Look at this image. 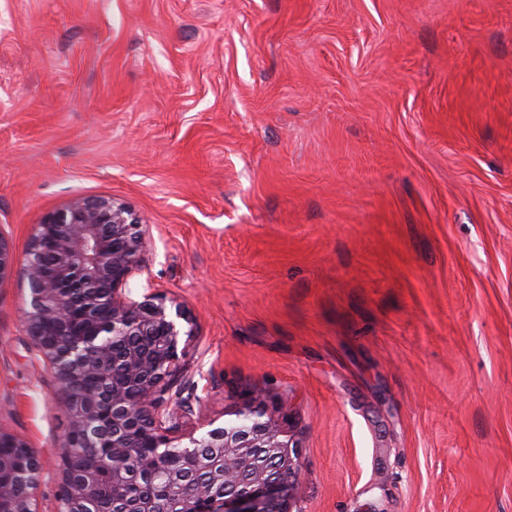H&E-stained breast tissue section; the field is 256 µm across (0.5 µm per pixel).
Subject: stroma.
Wrapping results in <instances>:
<instances>
[{
	"label": "stroma",
	"instance_id": "1",
	"mask_svg": "<svg viewBox=\"0 0 512 512\" xmlns=\"http://www.w3.org/2000/svg\"><path fill=\"white\" fill-rule=\"evenodd\" d=\"M154 242L192 411L249 395L297 512H512V0H0V237L79 196ZM0 279V427L64 418Z\"/></svg>",
	"mask_w": 512,
	"mask_h": 512
}]
</instances>
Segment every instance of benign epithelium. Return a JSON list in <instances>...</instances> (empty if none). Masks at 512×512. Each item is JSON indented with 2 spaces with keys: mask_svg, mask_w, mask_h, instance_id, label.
I'll return each instance as SVG.
<instances>
[{
  "mask_svg": "<svg viewBox=\"0 0 512 512\" xmlns=\"http://www.w3.org/2000/svg\"><path fill=\"white\" fill-rule=\"evenodd\" d=\"M112 196L78 197L43 216L21 274L24 322L59 385L67 419L58 512H292L298 446L255 405L188 442L183 361L193 329L181 304L129 279L152 240ZM44 469L0 428V512H38Z\"/></svg>",
  "mask_w": 512,
  "mask_h": 512,
  "instance_id": "benign-epithelium-1",
  "label": "benign epithelium"
}]
</instances>
